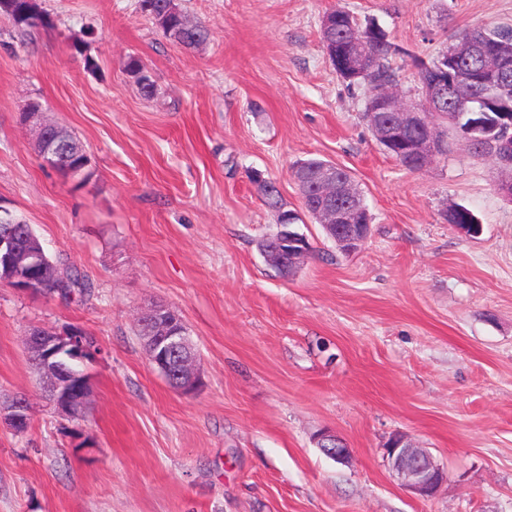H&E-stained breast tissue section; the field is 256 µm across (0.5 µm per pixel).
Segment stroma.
<instances>
[{"mask_svg": "<svg viewBox=\"0 0 512 512\" xmlns=\"http://www.w3.org/2000/svg\"><path fill=\"white\" fill-rule=\"evenodd\" d=\"M177 2L202 45L167 38L140 0H37L49 24L25 32L0 15V203L89 284L66 301L0 282V400L31 410L27 431L0 425V512H512V203L454 137L426 170L402 167L320 35L336 8L378 24L407 94L461 30L512 25V0ZM32 101L83 143L88 181L43 164L19 117ZM310 157L351 171L371 233L344 252L304 216L312 251L284 278L258 249L280 226L253 177L301 210L291 166ZM454 204L478 236L448 224ZM154 305L188 328L194 394L148 359L137 315ZM72 324L101 353L67 421L24 338ZM327 431L348 463L318 448ZM397 434L447 472L434 497L389 469ZM124 68L126 72L135 78L136 83L145 96L153 95L154 82L147 75L148 69L139 58L134 56L129 57L125 62ZM147 81H149V83H146Z\"/></svg>", "mask_w": 512, "mask_h": 512, "instance_id": "obj_1", "label": "stroma"}]
</instances>
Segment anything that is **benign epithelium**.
<instances>
[{
    "label": "benign epithelium",
    "instance_id": "1",
    "mask_svg": "<svg viewBox=\"0 0 512 512\" xmlns=\"http://www.w3.org/2000/svg\"><path fill=\"white\" fill-rule=\"evenodd\" d=\"M511 63L512 48L501 44L486 48L485 69L489 74L505 78ZM416 80L417 96L414 98L407 97L394 85L369 97L365 118L378 142L387 152L409 156L425 169L448 148L450 129L470 143L492 141L495 165L501 172L495 189L500 196L511 200L512 151H504L494 137L502 123L487 128L482 122H471L463 128L451 119L446 126L435 119V112L450 98L460 81L459 70L448 74V63L441 64L437 70L422 72ZM23 116L25 121L38 125V151L43 163L60 169L51 138L56 125L44 120L41 106L36 102L26 106ZM292 177L298 186L314 181L320 205L310 215L328 230L330 238L339 240L348 252L359 249L370 233L371 220L367 209L352 195L349 185L337 179L336 164L325 165L313 176L305 169L296 168ZM279 224L281 230L263 241L261 255L269 266L287 277L309 256L310 244L288 224V212H280ZM2 264L6 271L0 274V282H8L30 293L40 294L45 284L61 278L42 254L24 245V239L11 224L0 228ZM139 320L145 327L143 345L148 358L170 387L181 394L197 391L202 385L197 352L182 318L165 306L154 305L143 311ZM25 349L56 413L69 419L81 417L92 396L86 364L99 352L93 339L77 325L58 331L34 329L25 338ZM0 422L17 432L27 430L31 418L26 399L0 401ZM318 442L329 458L339 462L348 460L349 449L336 435L323 434ZM386 453L391 471L404 486L422 497L436 495L448 481L447 474L433 457L402 435L392 440Z\"/></svg>",
    "mask_w": 512,
    "mask_h": 512
}]
</instances>
